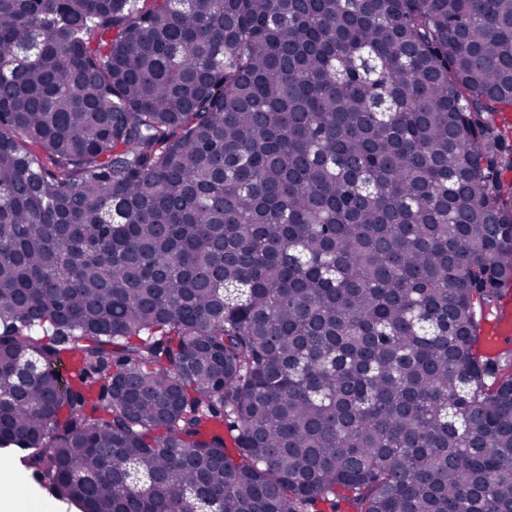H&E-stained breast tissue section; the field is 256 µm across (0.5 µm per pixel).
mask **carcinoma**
Returning a JSON list of instances; mask_svg holds the SVG:
<instances>
[{
  "mask_svg": "<svg viewBox=\"0 0 512 512\" xmlns=\"http://www.w3.org/2000/svg\"><path fill=\"white\" fill-rule=\"evenodd\" d=\"M510 112L512 0H0V449L81 512H512ZM508 299L512 311V290L509 295L498 299L486 315L482 325L479 350L482 354L497 362L498 377L504 378L512 374V332L510 336H491L490 325L502 307V301Z\"/></svg>",
  "mask_w": 512,
  "mask_h": 512,
  "instance_id": "obj_1",
  "label": "carcinoma"
}]
</instances>
